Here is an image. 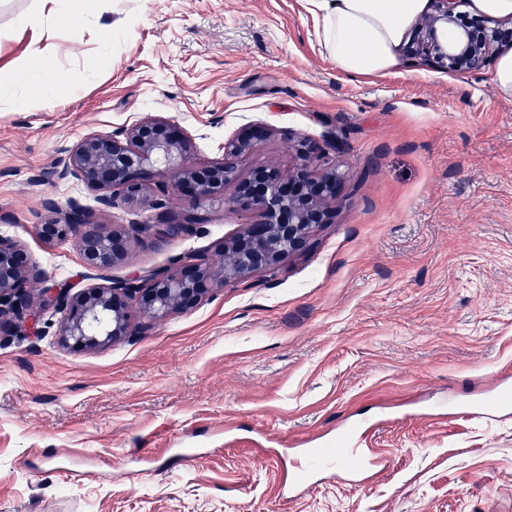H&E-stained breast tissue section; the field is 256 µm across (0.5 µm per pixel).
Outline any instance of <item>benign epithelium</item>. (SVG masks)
I'll list each match as a JSON object with an SVG mask.
<instances>
[{
	"label": "benign epithelium",
	"instance_id": "1",
	"mask_svg": "<svg viewBox=\"0 0 512 512\" xmlns=\"http://www.w3.org/2000/svg\"><path fill=\"white\" fill-rule=\"evenodd\" d=\"M463 0H432L433 12L414 26L405 48V61L422 66L441 64L460 73H476L489 68L492 48H512V21L487 27L477 22H461L456 12ZM269 134L264 128L250 129L231 144L229 156L203 172L187 159L193 143L182 129L168 120L146 118L110 135H92L67 150L60 179L80 178L111 193L97 199L99 209L147 207L159 210L166 192L163 181L150 189L139 174L153 168L176 184L189 205L224 198V185L237 181L231 157L250 150L253 141ZM294 151L299 160L294 172L285 176L271 167L248 181H238L237 198L245 210L263 214L264 220L247 225L244 235L224 244L218 259L205 256L181 259L175 266L153 273L144 280L110 282L87 288L74 295L66 284L46 288L45 300L64 313L60 336L65 343L94 348L109 345L129 332V308L136 304L148 321L156 322L193 305L204 292V285H224L256 271L275 272L282 259L300 251L310 230L327 223L325 203L336 196L340 175L315 174L320 148L298 139ZM52 215L36 225L38 237L46 243L72 240L88 270L97 279L122 260L130 242L152 231L183 233L190 223L153 224L133 221L106 231L92 219L93 210L77 201L60 209L48 204ZM44 279L43 271L32 262L27 249L0 237V335L21 333L40 322L27 284Z\"/></svg>",
	"mask_w": 512,
	"mask_h": 512
}]
</instances>
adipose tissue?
<instances>
[{
  "mask_svg": "<svg viewBox=\"0 0 512 512\" xmlns=\"http://www.w3.org/2000/svg\"><path fill=\"white\" fill-rule=\"evenodd\" d=\"M320 28V42L337 69L363 76L387 72L398 64L397 49L429 0H307ZM37 44H29L10 65L11 80L40 95L67 89L64 75L36 68Z\"/></svg>",
  "mask_w": 512,
  "mask_h": 512,
  "instance_id": "1",
  "label": "adipose tissue"
}]
</instances>
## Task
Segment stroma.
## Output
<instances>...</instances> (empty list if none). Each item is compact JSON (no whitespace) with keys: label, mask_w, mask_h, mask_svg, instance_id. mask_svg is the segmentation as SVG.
Listing matches in <instances>:
<instances>
[{"label":"stroma","mask_w":512,"mask_h":512,"mask_svg":"<svg viewBox=\"0 0 512 512\" xmlns=\"http://www.w3.org/2000/svg\"><path fill=\"white\" fill-rule=\"evenodd\" d=\"M73 20L21 32L41 0H0V68L32 40L70 88L0 93V236L59 283L93 286L74 243L47 244L44 201L95 206L58 179L67 148L148 116L191 138L204 169L251 126L271 137L240 177L293 168L292 137L342 188L328 223L275 274L210 287L190 310L104 347L0 337V512H512V99L490 71L400 62L341 73L305 0H64ZM120 33L112 42L101 35ZM189 209L192 233L134 241L123 281L216 257L257 211ZM386 458L358 474L345 449ZM332 469L303 477L308 453Z\"/></svg>","instance_id":"obj_1"}]
</instances>
